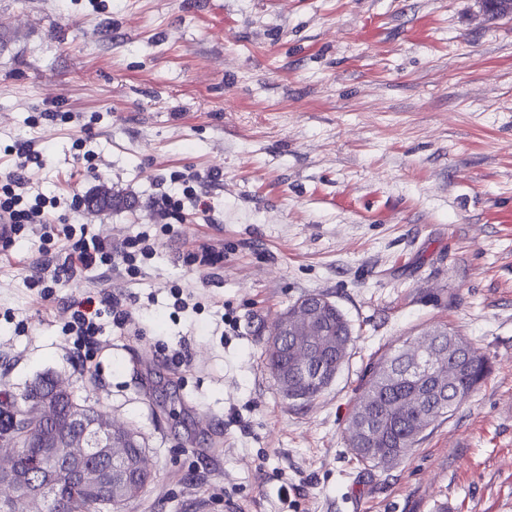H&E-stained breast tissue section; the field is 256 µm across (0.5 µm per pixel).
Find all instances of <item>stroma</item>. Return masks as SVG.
<instances>
[{
    "label": "stroma",
    "instance_id": "stroma-1",
    "mask_svg": "<svg viewBox=\"0 0 512 512\" xmlns=\"http://www.w3.org/2000/svg\"><path fill=\"white\" fill-rule=\"evenodd\" d=\"M17 139L46 151L43 193L111 188V209L73 222L112 249L153 230L159 182L223 174L134 279L78 266L44 300L31 282L64 242L37 226L0 247V387L49 376L137 432L156 480L132 512H512V15L481 0H0V163ZM175 286L191 308L174 309ZM311 292L357 340L294 406L263 352ZM106 296L135 328L107 327L83 371L68 306ZM435 326L491 373L402 463L364 468L344 436L364 374Z\"/></svg>",
    "mask_w": 512,
    "mask_h": 512
}]
</instances>
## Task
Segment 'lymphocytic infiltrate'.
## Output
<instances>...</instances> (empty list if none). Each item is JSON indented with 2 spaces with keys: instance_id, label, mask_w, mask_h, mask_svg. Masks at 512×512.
<instances>
[{
  "instance_id": "obj_1",
  "label": "lymphocytic infiltrate",
  "mask_w": 512,
  "mask_h": 512,
  "mask_svg": "<svg viewBox=\"0 0 512 512\" xmlns=\"http://www.w3.org/2000/svg\"><path fill=\"white\" fill-rule=\"evenodd\" d=\"M13 162L8 169L0 171V223L5 231L0 234V242L10 243L15 235L29 226H48L50 235L64 239L68 252L61 265L55 266L50 278L34 279V287L39 288L41 297H48L53 285L59 284L64 275L74 266H98L109 269L123 266L128 277L140 275L142 265L155 254L156 241L149 232L124 239L118 250L106 249L98 235L77 232L68 219L81 205L79 196L48 197L42 194L31 195L29 173L42 168L45 158L42 150L29 141H18L7 146ZM222 177L221 171L207 174L194 171L171 175V183L177 184V191L161 190L154 200V207L160 220L182 218L186 207H199L203 182H216ZM70 319L64 332L72 336L73 345L69 353L79 364H87L91 359V349L105 327L100 321V310L94 309L91 301L69 304Z\"/></svg>"
}]
</instances>
